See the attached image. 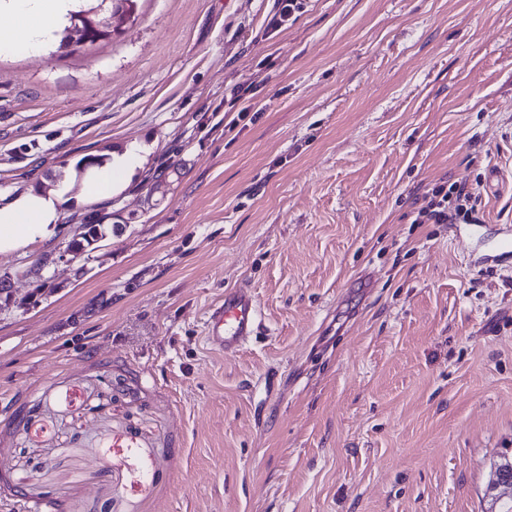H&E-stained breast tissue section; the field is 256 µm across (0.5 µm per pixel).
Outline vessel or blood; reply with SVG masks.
Wrapping results in <instances>:
<instances>
[{"instance_id":"obj_1","label":"vessel or blood","mask_w":512,"mask_h":512,"mask_svg":"<svg viewBox=\"0 0 512 512\" xmlns=\"http://www.w3.org/2000/svg\"><path fill=\"white\" fill-rule=\"evenodd\" d=\"M259 309L246 286L228 288L222 300L208 310L204 322V341L224 354L238 352L260 332Z\"/></svg>"}]
</instances>
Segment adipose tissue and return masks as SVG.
I'll return each instance as SVG.
<instances>
[{
	"instance_id": "obj_1",
	"label": "adipose tissue",
	"mask_w": 512,
	"mask_h": 512,
	"mask_svg": "<svg viewBox=\"0 0 512 512\" xmlns=\"http://www.w3.org/2000/svg\"><path fill=\"white\" fill-rule=\"evenodd\" d=\"M64 0H0V51H36L48 40ZM133 170L131 156L112 158L102 168L88 171L79 199L92 203L111 197ZM64 202L62 192L32 187L17 195L0 196V254L10 253L39 239L50 237Z\"/></svg>"
}]
</instances>
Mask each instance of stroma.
I'll return each instance as SVG.
<instances>
[{
  "label": "stroma",
  "instance_id": "stroma-1",
  "mask_svg": "<svg viewBox=\"0 0 512 512\" xmlns=\"http://www.w3.org/2000/svg\"><path fill=\"white\" fill-rule=\"evenodd\" d=\"M136 0L89 50L0 54V512H489L512 457V0ZM248 90L256 119H234ZM138 146L82 203L77 162ZM469 220L417 224L439 182ZM117 233L76 255L86 217ZM247 284L262 331L203 340ZM133 152L129 155L112 158L101 169L88 171L82 182L79 202L92 203L112 197L129 178L133 170ZM63 192L30 187L17 195H0V254L50 237L58 224Z\"/></svg>",
  "mask_w": 512,
  "mask_h": 512
}]
</instances>
